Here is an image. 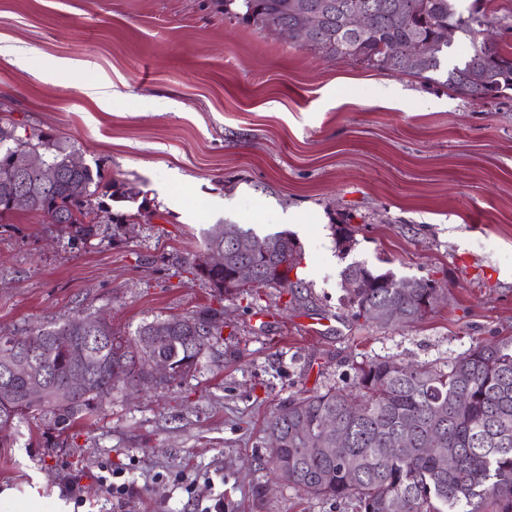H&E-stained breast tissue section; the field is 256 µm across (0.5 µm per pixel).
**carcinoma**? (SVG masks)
I'll return each mask as SVG.
<instances>
[{"label":"carcinoma","mask_w":512,"mask_h":512,"mask_svg":"<svg viewBox=\"0 0 512 512\" xmlns=\"http://www.w3.org/2000/svg\"><path fill=\"white\" fill-rule=\"evenodd\" d=\"M288 0H219L224 15L260 30L270 20L297 22L287 11ZM336 8L314 34L310 49L324 56L347 51L349 58L392 73L407 74L427 81L448 61L452 46L442 39V31L456 29L461 40L474 43V37L491 25L486 2L466 12L457 0H332ZM371 8V27L353 41L341 33L344 10ZM415 43L423 55L420 67L406 64L398 48ZM446 85L455 93L486 100L512 93V50L496 44L473 47L466 59L446 70ZM18 152H36L56 169L53 181L41 184L24 177L33 194L31 207L44 211L56 224L70 231L72 239L96 234L98 212L112 215L120 229L141 215L137 211L113 209L115 203H134L136 195L112 185V192L101 193L100 169L86 165L68 166L74 146L42 134L33 140L0 137V169L12 167ZM18 206L13 193L0 185V223L8 220ZM240 234L256 244H277L275 259L297 268L301 247L296 238L280 231L259 235L252 228H239ZM224 246V225L213 224L202 231V252ZM261 251L232 253L224 267L193 264L196 275L216 291L239 294L240 287L224 288L234 269L242 264L265 266ZM359 279L364 287L347 292L358 318L370 319L375 307H390L400 319L383 321V326H406L421 321L423 296L438 293L437 283L422 279L425 287L415 295L397 287L394 274L364 264L347 266L341 277ZM195 320L198 331L191 332L188 321ZM166 326L156 337L159 354L169 362L167 378L153 377L154 355L138 349L139 339L154 325ZM223 321L210 309L192 315L156 318L140 325L134 336L121 337L112 324L98 323L92 314L64 317L37 329L12 336H0V351L18 348L25 352H50L45 370L50 376L47 390L33 393L27 380L15 377L0 394V447L16 439L18 424L32 422L51 437L76 421L100 413L112 403L117 383L127 389L140 386L161 388L196 366L209 339L221 333ZM99 336L93 345L101 366L88 373L85 389L62 403L55 392L65 389L75 364L71 358L74 338ZM344 428L348 446L328 457L308 454L302 434L321 432L328 420ZM409 430L415 449L396 455L389 447L393 438ZM267 435L280 440L271 449L273 473L304 494L327 499L352 498L358 512H512V339L483 343L452 358L446 369L422 365H402L389 360H370L357 367L353 389L328 390L292 399L278 409L266 424ZM448 449L452 466H442L440 449Z\"/></svg>","instance_id":"obj_1"}]
</instances>
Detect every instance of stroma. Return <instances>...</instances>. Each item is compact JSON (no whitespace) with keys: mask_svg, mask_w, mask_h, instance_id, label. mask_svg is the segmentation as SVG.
<instances>
[{"mask_svg":"<svg viewBox=\"0 0 512 512\" xmlns=\"http://www.w3.org/2000/svg\"><path fill=\"white\" fill-rule=\"evenodd\" d=\"M0 112L147 200L130 231L87 241L26 210L0 224V335L89 313L119 336L205 308L223 322L189 373L118 393L54 447L20 424L0 489L39 483L42 512H357L274 475L272 412L369 360L440 367L512 337V95L324 57L216 0H0ZM213 224L294 234L301 288L215 291L191 268ZM355 262L444 293L416 324L365 322L341 288Z\"/></svg>","mask_w":512,"mask_h":512,"instance_id":"35a3bbf8","label":"stroma"}]
</instances>
